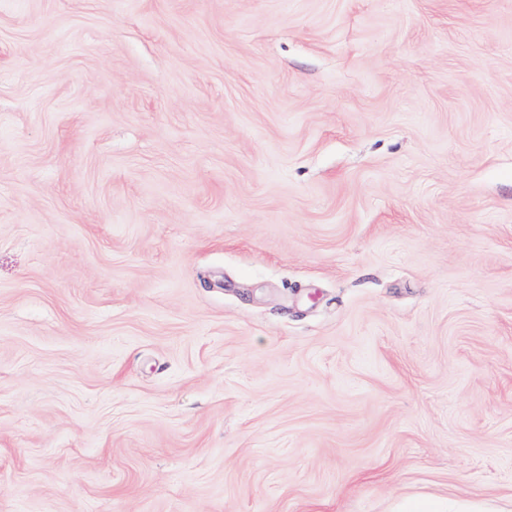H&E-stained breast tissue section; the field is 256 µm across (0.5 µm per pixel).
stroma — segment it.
Wrapping results in <instances>:
<instances>
[{
    "label": "stroma",
    "instance_id": "stroma-1",
    "mask_svg": "<svg viewBox=\"0 0 512 512\" xmlns=\"http://www.w3.org/2000/svg\"><path fill=\"white\" fill-rule=\"evenodd\" d=\"M512 512V0H0V512ZM456 510H448L447 501L440 498H428L420 501L407 502L400 506V512H486L487 508L470 503H458Z\"/></svg>",
    "mask_w": 512,
    "mask_h": 512
}]
</instances>
